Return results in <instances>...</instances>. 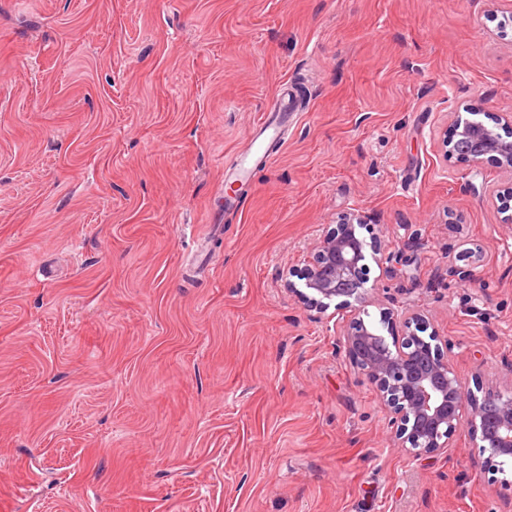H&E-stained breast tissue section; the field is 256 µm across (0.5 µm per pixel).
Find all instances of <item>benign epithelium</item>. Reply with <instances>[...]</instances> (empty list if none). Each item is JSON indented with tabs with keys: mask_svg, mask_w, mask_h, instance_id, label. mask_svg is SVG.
I'll return each instance as SVG.
<instances>
[{
	"mask_svg": "<svg viewBox=\"0 0 512 512\" xmlns=\"http://www.w3.org/2000/svg\"><path fill=\"white\" fill-rule=\"evenodd\" d=\"M482 111L483 102L478 100L466 108L468 116L454 120L451 134L441 142L443 161L455 159L476 172L490 160L512 175V140L479 120ZM363 225L356 209L341 215L299 272L304 290L292 282L288 288L311 308L325 310L336 299V310L349 311L338 342L375 387L390 414L398 447L414 457L444 451L464 422L486 454L484 462L497 460L502 465L512 460V388L489 390L480 399L472 396L448 358V340L429 331L430 323L421 313L382 307L376 323L361 315L357 304L367 281V257L386 274L392 272L396 258L392 252L384 253L377 239L361 237L357 229ZM426 331L429 335L424 338Z\"/></svg>",
	"mask_w": 512,
	"mask_h": 512,
	"instance_id": "obj_1",
	"label": "benign epithelium"
}]
</instances>
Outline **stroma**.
<instances>
[{
    "instance_id": "obj_1",
    "label": "stroma",
    "mask_w": 512,
    "mask_h": 512,
    "mask_svg": "<svg viewBox=\"0 0 512 512\" xmlns=\"http://www.w3.org/2000/svg\"><path fill=\"white\" fill-rule=\"evenodd\" d=\"M477 100L512 113V0H0V512H512L467 428L396 448L335 308L288 288L359 210L417 260L370 265V320L424 313L475 396L511 388L508 177L440 155ZM270 112L283 114H278L275 117L271 114H262L257 136L250 141L247 148L232 162L233 168H230L226 173V175L229 174L235 177L242 184L243 179H249L253 170L269 164L271 154L268 153V149L264 148L263 143L259 139L265 135L270 140H280L281 134L288 123V112H294V103H292L291 95L288 94L287 101L286 96L279 97Z\"/></svg>"
}]
</instances>
